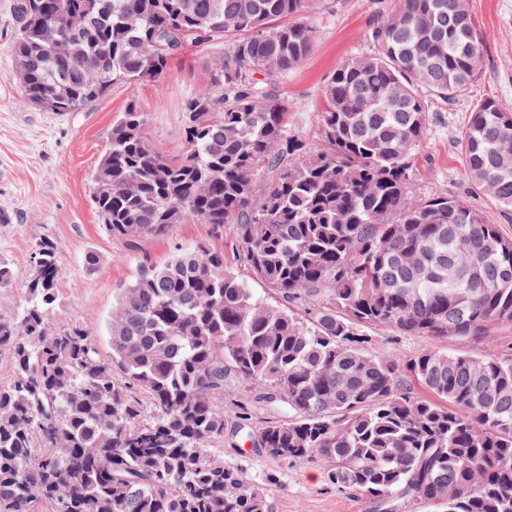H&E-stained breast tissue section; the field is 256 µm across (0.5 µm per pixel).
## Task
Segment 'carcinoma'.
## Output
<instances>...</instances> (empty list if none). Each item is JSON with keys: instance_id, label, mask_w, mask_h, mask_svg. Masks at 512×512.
<instances>
[{"instance_id": "1", "label": "carcinoma", "mask_w": 512, "mask_h": 512, "mask_svg": "<svg viewBox=\"0 0 512 512\" xmlns=\"http://www.w3.org/2000/svg\"><path fill=\"white\" fill-rule=\"evenodd\" d=\"M322 2L17 0L14 74L23 101L52 112L155 80L190 44L228 45L211 86L183 102L181 157L125 108L93 203L128 242L177 224L229 231L281 303L223 252L179 249L119 289L104 356L91 333L51 327L61 266L37 242L26 305L0 320V512H272L209 451L230 425L274 460H326L329 486L385 512H512V356L390 359L366 333L478 340L512 324V238L446 190L407 201L429 101L452 105L479 77L484 34L469 0H393L369 25L373 51L327 78L313 151L288 132L279 83L310 54ZM458 142L471 189L512 210V102L473 104ZM239 383L251 397L231 417L224 387ZM416 383L431 398L412 396Z\"/></svg>"}]
</instances>
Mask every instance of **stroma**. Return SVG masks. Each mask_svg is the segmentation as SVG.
Instances as JSON below:
<instances>
[{"label":"stroma","mask_w":512,"mask_h":512,"mask_svg":"<svg viewBox=\"0 0 512 512\" xmlns=\"http://www.w3.org/2000/svg\"><path fill=\"white\" fill-rule=\"evenodd\" d=\"M15 2L0 0V260L16 272L12 281L0 286V318L10 319L24 304L32 247L50 240L58 248L62 268L53 321L89 330L105 354L106 324L118 290L133 280L141 261L162 264L177 247L202 246L223 252L229 270L247 273L232 236H216L209 225L179 224L170 236L142 239L131 247L111 236L93 205L94 171L108 148V133L127 104L137 102L147 112L146 136L155 148L170 157L182 155V101L210 86L226 47L221 42L187 46L169 60L159 81L116 86L105 99L79 112H51L23 104L13 75ZM391 7L392 0H327L311 14L313 49L280 84L288 104V130L311 149L322 147L320 115L328 76L341 60L371 52L369 25ZM470 8L485 36L486 65L452 109H433L417 150L408 198L420 201L448 190L491 212L502 233L512 236V211L496 210L486 196L471 191L456 141L473 103L487 96L512 100V0H470ZM90 252L100 258L92 271L84 263ZM369 334L372 353L386 358L440 346L426 336H403L382 327L370 328ZM212 451L264 488L274 512H376L367 498L327 488L323 460L277 463L237 450L230 438L214 444Z\"/></svg>","instance_id":"1"}]
</instances>
